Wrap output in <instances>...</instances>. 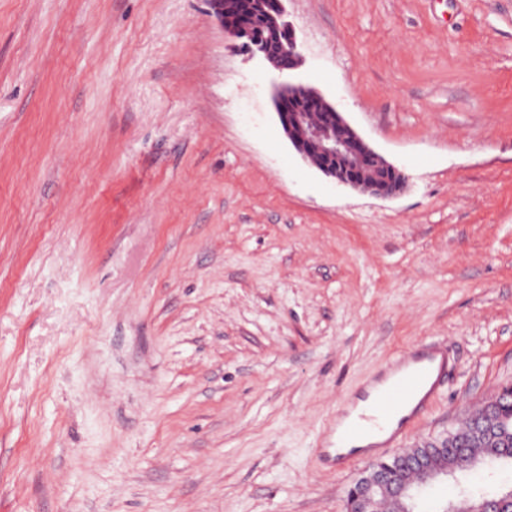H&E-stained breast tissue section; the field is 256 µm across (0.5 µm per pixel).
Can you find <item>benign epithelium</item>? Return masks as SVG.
I'll return each mask as SVG.
<instances>
[{"label": "benign epithelium", "mask_w": 512, "mask_h": 512, "mask_svg": "<svg viewBox=\"0 0 512 512\" xmlns=\"http://www.w3.org/2000/svg\"><path fill=\"white\" fill-rule=\"evenodd\" d=\"M209 13L225 31L242 40L243 47L261 57L284 77L276 88L273 103L285 137L301 158L336 183L361 192L390 197L406 187V176L371 148L348 124L342 113L317 91L295 83L290 71L302 55L295 36L285 21L284 0H206ZM507 395L499 389L479 413L470 437L491 433ZM443 442L425 441L402 449L392 463L369 467L347 490V512H380V502L389 500L395 512H415L425 490L455 476V472L432 468L431 448H448ZM472 512H512V496L494 501H476Z\"/></svg>", "instance_id": "1"}]
</instances>
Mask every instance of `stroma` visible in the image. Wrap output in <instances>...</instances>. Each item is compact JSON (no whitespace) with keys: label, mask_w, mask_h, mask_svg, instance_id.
Here are the masks:
<instances>
[{"label":"stroma","mask_w":512,"mask_h":512,"mask_svg":"<svg viewBox=\"0 0 512 512\" xmlns=\"http://www.w3.org/2000/svg\"><path fill=\"white\" fill-rule=\"evenodd\" d=\"M408 185H338L205 0H0V512H346L352 393L453 360L404 447L512 384V0H287Z\"/></svg>","instance_id":"35a3bbf8"}]
</instances>
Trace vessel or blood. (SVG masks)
Segmentation results:
<instances>
[{"label": "vessel or blood", "instance_id": "b4317fda", "mask_svg": "<svg viewBox=\"0 0 512 512\" xmlns=\"http://www.w3.org/2000/svg\"><path fill=\"white\" fill-rule=\"evenodd\" d=\"M448 353L432 343L423 344L418 352L399 353L391 360L389 375L385 379L376 402L345 429L349 438L364 434L378 435V447L393 448L399 445L403 430L411 422L404 417L398 428H390L393 414L415 397L434 399L448 375Z\"/></svg>", "mask_w": 512, "mask_h": 512}]
</instances>
